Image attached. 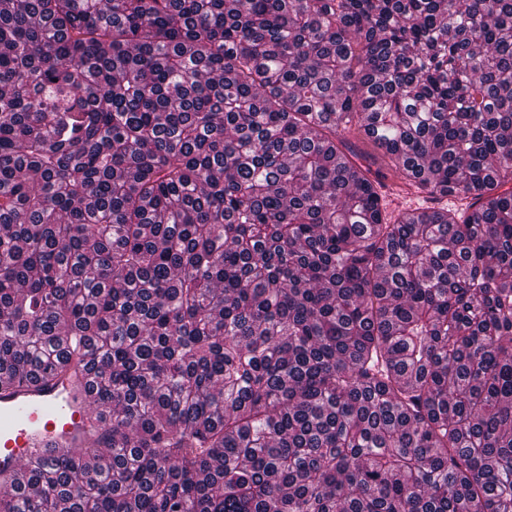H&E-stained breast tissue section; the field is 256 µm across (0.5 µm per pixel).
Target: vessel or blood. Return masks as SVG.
Masks as SVG:
<instances>
[{"label": "vessel or blood", "instance_id": "1", "mask_svg": "<svg viewBox=\"0 0 512 512\" xmlns=\"http://www.w3.org/2000/svg\"><path fill=\"white\" fill-rule=\"evenodd\" d=\"M89 375H61L48 386H0V473L17 470L31 451L83 448L90 441Z\"/></svg>", "mask_w": 512, "mask_h": 512}]
</instances>
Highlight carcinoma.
Returning a JSON list of instances; mask_svg holds the SVG:
<instances>
[{"mask_svg":"<svg viewBox=\"0 0 512 512\" xmlns=\"http://www.w3.org/2000/svg\"><path fill=\"white\" fill-rule=\"evenodd\" d=\"M66 363L0 512H512V0L0 3V380ZM380 191L386 195L387 208L389 211H397L403 208H409L410 206H431L433 204L426 203V200L422 195L410 194V195H398V191H394V194L389 192L387 187H382ZM91 383L87 373H65L46 387L0 385V473L17 470L33 449L85 448Z\"/></svg>","mask_w":512,"mask_h":512,"instance_id":"1","label":"carcinoma"}]
</instances>
